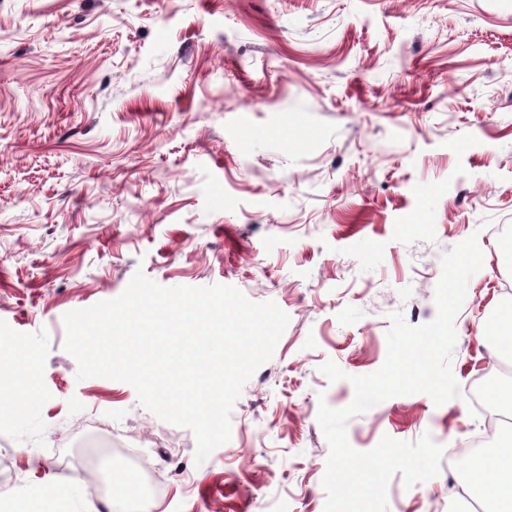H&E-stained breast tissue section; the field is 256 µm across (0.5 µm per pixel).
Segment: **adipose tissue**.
I'll return each mask as SVG.
<instances>
[{"label":"adipose tissue","mask_w":512,"mask_h":512,"mask_svg":"<svg viewBox=\"0 0 512 512\" xmlns=\"http://www.w3.org/2000/svg\"><path fill=\"white\" fill-rule=\"evenodd\" d=\"M38 353L0 352V415L35 407L40 389L35 378ZM465 493L492 503L497 512H512V448L495 449L471 458L466 466Z\"/></svg>","instance_id":"1"}]
</instances>
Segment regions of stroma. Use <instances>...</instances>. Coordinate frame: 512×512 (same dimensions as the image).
<instances>
[{
  "mask_svg": "<svg viewBox=\"0 0 512 512\" xmlns=\"http://www.w3.org/2000/svg\"><path fill=\"white\" fill-rule=\"evenodd\" d=\"M483 253L455 317L442 405L395 396L350 418L361 452L431 434L464 452L512 304V0H0V343L38 350L42 399L0 416V512H324L320 403L376 372L392 312L436 315L444 255ZM163 286L231 285L289 317L246 383L231 438L196 463L185 427L128 383L77 380L64 315ZM335 362L346 379L329 381ZM463 465L388 484V512H462ZM483 334L493 336L491 356L496 359L512 357V312L510 308L501 311L498 318L490 322Z\"/></svg>",
  "mask_w": 512,
  "mask_h": 512,
  "instance_id": "35a3bbf8",
  "label": "stroma"
}]
</instances>
